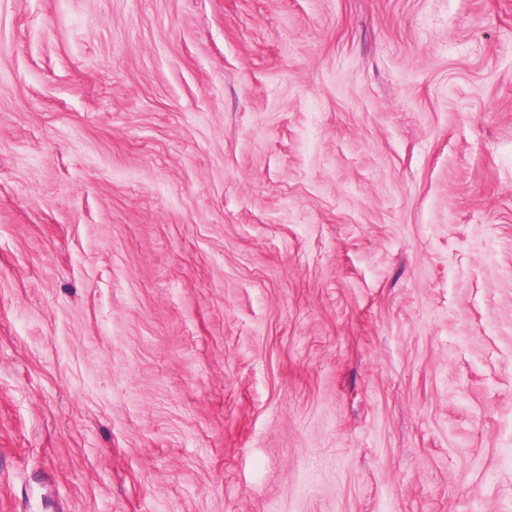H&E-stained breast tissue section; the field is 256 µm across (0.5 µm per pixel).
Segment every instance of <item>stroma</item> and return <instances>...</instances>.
<instances>
[{
    "instance_id": "1",
    "label": "stroma",
    "mask_w": 512,
    "mask_h": 512,
    "mask_svg": "<svg viewBox=\"0 0 512 512\" xmlns=\"http://www.w3.org/2000/svg\"><path fill=\"white\" fill-rule=\"evenodd\" d=\"M0 512H512V0H0Z\"/></svg>"
}]
</instances>
